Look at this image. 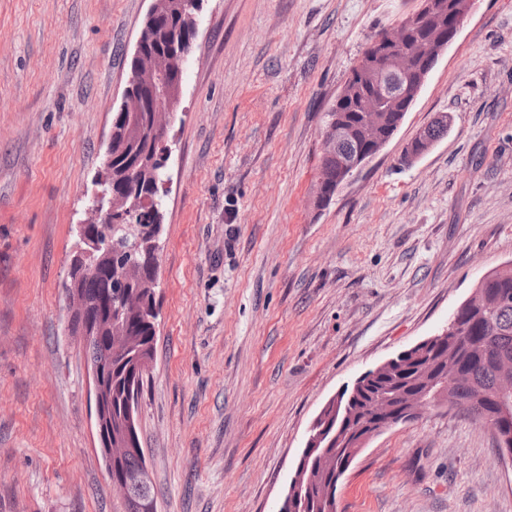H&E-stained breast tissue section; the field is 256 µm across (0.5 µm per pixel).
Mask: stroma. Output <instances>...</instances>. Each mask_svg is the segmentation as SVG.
<instances>
[{
  "label": "stroma",
  "mask_w": 512,
  "mask_h": 512,
  "mask_svg": "<svg viewBox=\"0 0 512 512\" xmlns=\"http://www.w3.org/2000/svg\"><path fill=\"white\" fill-rule=\"evenodd\" d=\"M417 0H203L163 198L138 426L158 512H277L312 421L512 264V0H476L397 133L318 209L325 114ZM151 0H0V512H123L63 284ZM448 134L401 157L439 114ZM337 512H512L447 405L394 425Z\"/></svg>",
  "instance_id": "1"
}]
</instances>
